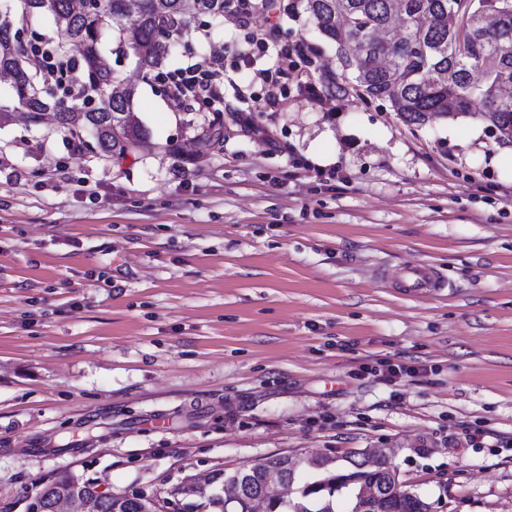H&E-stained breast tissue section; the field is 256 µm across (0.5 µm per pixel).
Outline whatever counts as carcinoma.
Here are the masks:
<instances>
[{"label":"carcinoma","mask_w":512,"mask_h":512,"mask_svg":"<svg viewBox=\"0 0 512 512\" xmlns=\"http://www.w3.org/2000/svg\"><path fill=\"white\" fill-rule=\"evenodd\" d=\"M231 0H4L0 4V72L10 77L17 109L38 125L55 112L57 126L73 137L91 135L82 147L107 159H121L147 139L136 115L137 85L116 81L112 53L132 54L143 76L164 68L174 47L204 15L224 25ZM313 27L336 46L340 72L325 79L331 89L349 87L360 97L389 98L403 123L424 126L441 119L470 116L497 129V139L512 143V97L501 89L512 84V0H302ZM50 14L56 38L17 37L20 27L35 32ZM399 19L404 35L380 42L376 29ZM116 48H101L104 37ZM80 53H71V46ZM215 144L224 142L221 113L201 127ZM311 459L288 454L244 466L231 474L216 471L200 502L188 512H249V494L264 486L269 470L286 466L294 496L272 504L286 512H339L336 499L350 503L346 512H370L364 490L384 495L385 512H431V503L392 476L395 469L380 456L363 466L361 452ZM75 478L64 475L43 484L44 505L67 491ZM142 495L104 497L99 512H139Z\"/></svg>","instance_id":"carcinoma-1"}]
</instances>
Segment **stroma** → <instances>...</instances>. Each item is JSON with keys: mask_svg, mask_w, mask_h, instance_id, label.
I'll return each instance as SVG.
<instances>
[{"mask_svg": "<svg viewBox=\"0 0 512 512\" xmlns=\"http://www.w3.org/2000/svg\"><path fill=\"white\" fill-rule=\"evenodd\" d=\"M279 44L317 57L265 108L234 20L165 74L225 52L224 142L144 82L146 144L120 160L0 125V512L62 472L169 496L278 454L393 449L432 512H512V172L475 118L404 124L389 102L299 87L336 69L302 8ZM249 116L251 127L239 116ZM333 181H325L326 172ZM407 262L445 289L409 294ZM413 367L390 382L361 365ZM163 413L170 423L155 427ZM481 430L474 448L467 433Z\"/></svg>", "mask_w": 512, "mask_h": 512, "instance_id": "obj_1", "label": "stroma"}]
</instances>
